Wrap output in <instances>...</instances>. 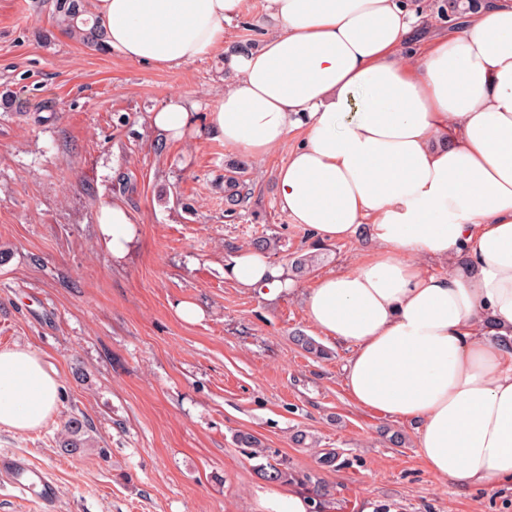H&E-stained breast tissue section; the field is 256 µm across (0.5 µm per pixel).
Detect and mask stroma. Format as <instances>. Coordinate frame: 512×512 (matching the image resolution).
I'll return each mask as SVG.
<instances>
[{"label":"stroma","instance_id":"obj_1","mask_svg":"<svg viewBox=\"0 0 512 512\" xmlns=\"http://www.w3.org/2000/svg\"><path fill=\"white\" fill-rule=\"evenodd\" d=\"M55 3L0 0V349L29 348L60 381L40 428L0 429V457L45 470L61 491L55 512H257L263 461L316 476L330 491L322 512H512L511 488L437 477L412 426L355 406L350 351L318 335L305 297L368 254L369 228L319 246L276 200L288 146L252 158L210 134L208 108L231 83L223 55L173 69L130 62L59 26ZM249 4L225 30L229 45L256 48L267 35L266 0ZM175 93L199 115L194 132L169 140L151 116ZM238 160L251 195L231 221L224 171ZM112 203L138 229L121 260L99 234ZM261 235L274 262L318 258L273 298L224 276ZM185 301L200 321L178 316ZM298 332L329 358L304 352ZM75 415L90 442L68 455L58 437ZM242 433L260 438L264 459L240 448ZM326 451L334 467L321 465Z\"/></svg>","mask_w":512,"mask_h":512}]
</instances>
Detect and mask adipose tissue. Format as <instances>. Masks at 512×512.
I'll use <instances>...</instances> for the list:
<instances>
[{
	"label": "adipose tissue",
	"mask_w": 512,
	"mask_h": 512,
	"mask_svg": "<svg viewBox=\"0 0 512 512\" xmlns=\"http://www.w3.org/2000/svg\"><path fill=\"white\" fill-rule=\"evenodd\" d=\"M423 2L267 0L256 49L224 46L248 0H92L91 18L109 53L159 69L223 53L234 80L209 126L226 147L259 158L300 131L277 174L279 206L319 241L367 224L375 244L305 298L311 324L351 351L354 404L412 425L438 477L512 484V0L433 35ZM194 122L180 94L153 115L172 139ZM99 229L117 260L136 239L118 204ZM422 256L451 266L426 272ZM226 274L270 296L294 288L255 250ZM58 396L38 355L0 349V428L40 427Z\"/></svg>",
	"instance_id": "adipose-tissue-1"
}]
</instances>
